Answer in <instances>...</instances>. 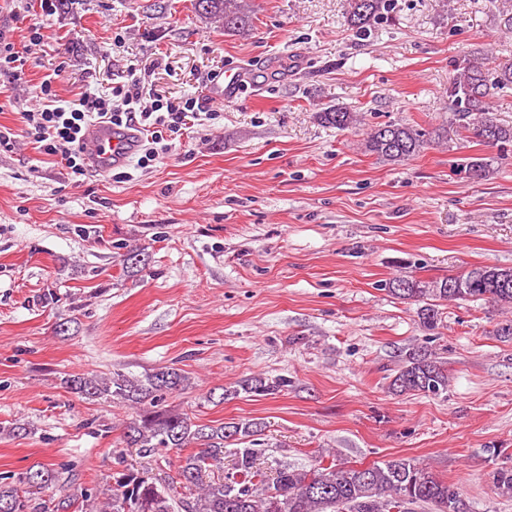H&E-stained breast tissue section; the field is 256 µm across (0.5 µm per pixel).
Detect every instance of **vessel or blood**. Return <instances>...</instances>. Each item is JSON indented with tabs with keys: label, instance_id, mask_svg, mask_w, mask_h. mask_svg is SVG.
<instances>
[{
	"label": "vessel or blood",
	"instance_id": "vessel-or-blood-1",
	"mask_svg": "<svg viewBox=\"0 0 512 512\" xmlns=\"http://www.w3.org/2000/svg\"><path fill=\"white\" fill-rule=\"evenodd\" d=\"M141 145L137 132L100 122L92 123L83 137L85 151L102 172L124 166Z\"/></svg>",
	"mask_w": 512,
	"mask_h": 512
}]
</instances>
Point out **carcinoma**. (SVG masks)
Listing matches in <instances>:
<instances>
[{"label":"carcinoma","instance_id":"1","mask_svg":"<svg viewBox=\"0 0 512 512\" xmlns=\"http://www.w3.org/2000/svg\"><path fill=\"white\" fill-rule=\"evenodd\" d=\"M197 15L223 22L224 33L247 36L253 15L243 0H193ZM391 0H350L347 21L357 37L384 19ZM512 89V65L490 70L466 58L448 82V124L432 131L408 124L385 123L371 129L365 151L378 159L401 164L418 155L431 140H453L461 131L477 141L500 149L512 146V125L498 121L488 100ZM317 120L338 130L357 123V115L343 105L316 113ZM508 159L502 153L469 156L459 171L466 177L476 174L481 181L496 173ZM388 292L402 300L420 304V325L433 331L441 320L440 301H488L512 307V269L475 267L441 281L397 277ZM186 376L181 370L164 366L142 377L117 375L105 382L93 375H72L68 389L88 398L118 397L134 410L126 426L128 447L143 457L159 451L174 453L177 459L173 481L152 477L125 465L116 458L117 469L104 512H470L460 488L436 478L413 458H392L365 468L335 462L304 470L283 463L271 478L259 467L265 449L258 447L262 424L253 420L197 424L184 414L164 408L168 395L181 390ZM288 386V378L250 377L237 388L224 390L228 400L244 392L267 396ZM390 387L399 395L418 392L438 395L448 387V373L425 346L412 347L402 355L401 366ZM250 443L243 448L237 443ZM197 448L188 455L183 449ZM234 456L232 471H224V455ZM498 493L512 498V466H502L493 475ZM185 492L173 495L174 484ZM71 484L64 471L36 463L18 474L0 476V512H70L79 501L92 498L89 489L78 487L71 494L55 492Z\"/></svg>","mask_w":512,"mask_h":512}]
</instances>
